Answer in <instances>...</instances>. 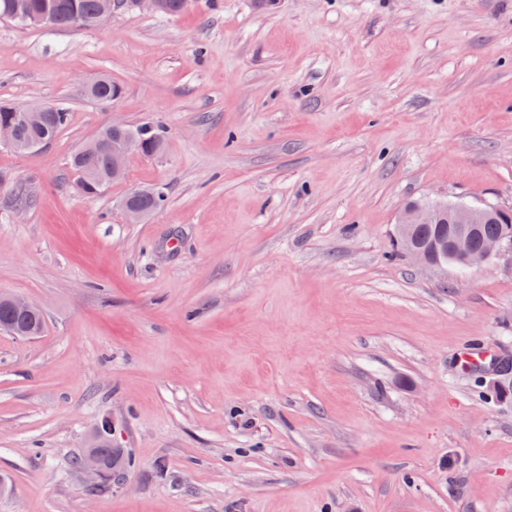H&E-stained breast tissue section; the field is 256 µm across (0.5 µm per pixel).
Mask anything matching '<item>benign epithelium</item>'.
Listing matches in <instances>:
<instances>
[{"mask_svg":"<svg viewBox=\"0 0 512 512\" xmlns=\"http://www.w3.org/2000/svg\"><path fill=\"white\" fill-rule=\"evenodd\" d=\"M127 4L135 10L146 14H158L164 8V0H101L96 15L95 25H101L110 18L115 10ZM20 118L31 124H39L46 118L48 106L34 103L18 108ZM112 127V165L108 174L109 181L121 179L127 168L129 156L145 154V142L127 130L123 122L113 121ZM44 145L42 141L23 143L18 140L15 127L10 122L0 124V146L19 151H28ZM509 209L493 204L455 206V219L446 223L441 219V209L438 205L412 204L405 207L398 220L397 234L407 242L406 252L416 263L426 267L443 268L453 264L462 270L483 267L495 256L502 252L512 253V232L506 231L496 237L487 238L475 245L481 225L491 222V217L497 214L503 223L509 224L512 218L508 216ZM448 224V236L427 243H410L413 231L419 224ZM12 309L21 314L35 317L41 313V308L18 296L0 295ZM80 470L90 472L94 479L90 484L96 485L103 476V462L97 451L88 448L80 460Z\"/></svg>","mask_w":512,"mask_h":512,"instance_id":"7a95c632","label":"benign epithelium"}]
</instances>
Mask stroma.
<instances>
[{"instance_id":"35a3bbf8","label":"stroma","mask_w":512,"mask_h":512,"mask_svg":"<svg viewBox=\"0 0 512 512\" xmlns=\"http://www.w3.org/2000/svg\"><path fill=\"white\" fill-rule=\"evenodd\" d=\"M107 76L104 104L85 93ZM0 101L68 108L0 146V512H512V254L414 263L407 204L512 207V0H191L0 20ZM163 127L83 194L111 119ZM165 202L133 223L138 189ZM476 344L479 363L462 351ZM131 468L87 493L102 421ZM165 2V10L159 15L173 16L184 11L188 4L189 0H133L131 5L135 8L136 11L140 13L146 14H158L164 8ZM52 112H49L48 106L44 104L34 103L27 106H20L17 112L20 113V118L31 124H22L19 126V138L26 143L20 142L16 136L15 127L10 122L0 124V146L15 149L19 151L33 150L44 145V141H31V140H50L52 142L59 133L68 125L70 113L68 109L62 105L50 107ZM49 112L47 121L43 125L39 124L46 118V113ZM31 141V142H28ZM0 299L7 302L17 313L36 317L42 312L40 307L18 296H5L1 294ZM12 309L7 304L0 303V325L2 327H8L12 331L13 329L34 331L35 334L33 336L38 335L43 330L44 318L42 319V327H40L30 320L17 316Z\"/></svg>"}]
</instances>
